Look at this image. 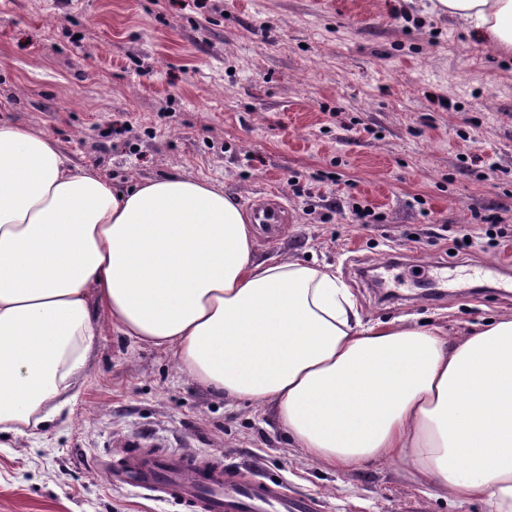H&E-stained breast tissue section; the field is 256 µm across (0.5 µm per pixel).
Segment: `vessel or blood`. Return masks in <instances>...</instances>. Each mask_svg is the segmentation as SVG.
Listing matches in <instances>:
<instances>
[{
    "instance_id": "obj_1",
    "label": "vessel or blood",
    "mask_w": 512,
    "mask_h": 512,
    "mask_svg": "<svg viewBox=\"0 0 512 512\" xmlns=\"http://www.w3.org/2000/svg\"><path fill=\"white\" fill-rule=\"evenodd\" d=\"M103 472L116 486L173 499L188 512H310L308 500L288 495L278 484L247 481L225 471L222 464H200L189 456L159 457L136 451L126 462L104 464Z\"/></svg>"
}]
</instances>
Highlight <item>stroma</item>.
<instances>
[{
	"label": "stroma",
	"instance_id": "35a3bbf8",
	"mask_svg": "<svg viewBox=\"0 0 512 512\" xmlns=\"http://www.w3.org/2000/svg\"><path fill=\"white\" fill-rule=\"evenodd\" d=\"M0 120L119 187L181 175L248 211L279 199L288 219L256 225L258 257L330 267L363 322L459 338L512 315V56L430 0H0ZM352 195L385 222L353 223ZM491 210L503 223H473ZM131 437L286 484L317 512H486L390 463L326 469L272 407L219 397L114 330L61 416L0 437V512H185L99 473Z\"/></svg>",
	"mask_w": 512,
	"mask_h": 512
}]
</instances>
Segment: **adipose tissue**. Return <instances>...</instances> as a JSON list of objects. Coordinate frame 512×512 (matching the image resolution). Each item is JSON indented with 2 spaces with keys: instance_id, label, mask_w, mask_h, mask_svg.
Returning a JSON list of instances; mask_svg holds the SVG:
<instances>
[{
  "instance_id": "adipose-tissue-1",
  "label": "adipose tissue",
  "mask_w": 512,
  "mask_h": 512,
  "mask_svg": "<svg viewBox=\"0 0 512 512\" xmlns=\"http://www.w3.org/2000/svg\"><path fill=\"white\" fill-rule=\"evenodd\" d=\"M432 7L512 54V0ZM107 326L224 399L273 405L325 468L389 462L432 497L512 512V316L458 339L365 324L329 268L258 259L222 189L169 175L120 191L0 121V434L54 420Z\"/></svg>"
}]
</instances>
